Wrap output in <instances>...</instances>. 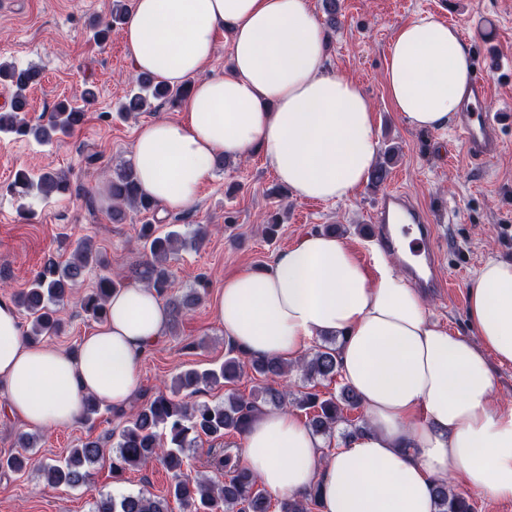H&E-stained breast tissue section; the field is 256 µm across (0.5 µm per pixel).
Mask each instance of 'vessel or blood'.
Returning <instances> with one entry per match:
<instances>
[{
  "mask_svg": "<svg viewBox=\"0 0 512 512\" xmlns=\"http://www.w3.org/2000/svg\"><path fill=\"white\" fill-rule=\"evenodd\" d=\"M490 86L484 76H477L472 89V98L464 106L457 126L458 137L469 159L485 163L494 159L501 150L499 129L512 114L490 112ZM407 214L410 221L422 224L424 211L416 207L408 194L395 189L385 194L379 207L372 215L371 236L378 241L386 254H394L399 245L389 231L390 218Z\"/></svg>",
  "mask_w": 512,
  "mask_h": 512,
  "instance_id": "1",
  "label": "vessel or blood"
}]
</instances>
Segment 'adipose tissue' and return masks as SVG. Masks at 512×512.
<instances>
[{
	"mask_svg": "<svg viewBox=\"0 0 512 512\" xmlns=\"http://www.w3.org/2000/svg\"><path fill=\"white\" fill-rule=\"evenodd\" d=\"M231 36L232 71L210 73L216 35ZM134 72L176 85L195 78L179 115L143 124L133 163L167 211L191 207L218 158L259 152L300 200L350 199L378 158L370 101L329 71V34L305 0H134L122 27ZM471 47L421 15L387 51V92L410 127L446 129L472 94ZM214 316L247 354L295 362L320 336L340 335V373L361 397L365 433L323 455L294 413H256L240 465L268 491L320 490L321 512H435L437 481L461 479L512 500V406L495 402L492 363L512 364V262L488 257L468 290L470 335L434 323L424 296L379 256L367 268L338 236L310 233L259 271L224 280ZM170 312L133 282L78 354L26 342L0 298V404L33 428L72 425L86 397L119 407Z\"/></svg>",
	"mask_w": 512,
	"mask_h": 512,
	"instance_id": "1",
	"label": "adipose tissue"
}]
</instances>
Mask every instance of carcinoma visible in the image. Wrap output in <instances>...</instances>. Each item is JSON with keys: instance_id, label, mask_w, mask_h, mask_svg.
Returning a JSON list of instances; mask_svg holds the SVG:
<instances>
[{"instance_id": "obj_1", "label": "carcinoma", "mask_w": 512, "mask_h": 512, "mask_svg": "<svg viewBox=\"0 0 512 512\" xmlns=\"http://www.w3.org/2000/svg\"><path fill=\"white\" fill-rule=\"evenodd\" d=\"M125 17L124 5H117L111 19L97 23L95 38L105 40L112 27L122 23ZM39 79L40 72L37 69H17L0 63V83H6L14 89L10 109L0 112V133L21 137L32 134L39 142L47 143L58 135L71 134L82 124L85 106L95 100V92L91 88L83 91L80 105L61 101L47 118L35 124L26 119V90L38 83ZM190 87L189 81L172 87L156 76L140 74L136 78L135 89L126 97L120 112L127 115L144 112L152 108L156 101L161 105H174L188 94ZM11 188L21 195L34 191L48 197L66 194L70 183L64 174L57 171L47 170L33 178L28 172L20 170L15 174ZM108 188L112 197L109 216L114 222L124 219L127 207L139 213H152L157 209V204L141 191L135 170L130 164L113 171ZM139 240L152 257V261L139 272V278L159 296L168 297L169 326L173 328L182 310L194 306L200 300L195 291L168 296L171 283L167 258L182 241V235L176 230L158 234L155 225L148 223L141 225ZM104 263L102 254L87 241L80 244L71 259L63 264L48 260L29 288L18 293L15 299L17 307L29 321L25 338L38 340L60 334L63 331L60 309L72 295L74 286L85 272ZM120 287L121 281L100 277L95 288L81 297L82 311L95 321L104 320L112 291ZM336 343L337 338L334 336L323 338V343L298 363L306 379L331 381L340 375ZM240 355L242 352L230 344L224 355V363L219 367L203 372L188 370L181 373L169 387L158 390L120 432L116 454L112 457V474L119 476L127 469L157 461L172 474L170 496L187 512H269L270 501L265 491L260 488L258 480L238 464L236 455L229 447L208 449L211 467L224 473L223 484L217 485L209 479L189 474L188 451L195 446L197 439L205 436L222 441L226 436H241L246 432L252 415L263 407L284 409L292 406L299 410H310L312 417L307 420V425L321 436L331 435L341 423L350 427L346 434L348 438L367 429L366 419L355 422L344 416L347 410L361 408L358 394L349 385H342L338 393L328 397L309 390L300 392L290 400L288 392L277 386L278 379L288 372L287 365L263 357H250L244 361ZM248 370L256 375L258 385L247 398L233 391L227 393L224 402L215 405L191 404L179 398L183 392L193 394L203 387L235 383ZM17 446L20 451L0 460V468L18 472L35 464L52 485L85 484L90 476L88 467L97 464L102 456L99 442L88 441L70 449L62 461L54 464L42 461L36 463L29 452V448L33 447V435L19 434ZM319 498L317 487L299 498L284 497L279 502V512H309V506L319 505ZM434 498L437 512H474L469 500L449 490L445 483L435 484ZM94 512H168V509L162 501L142 493L119 499L101 494L95 498Z\"/></svg>"}]
</instances>
